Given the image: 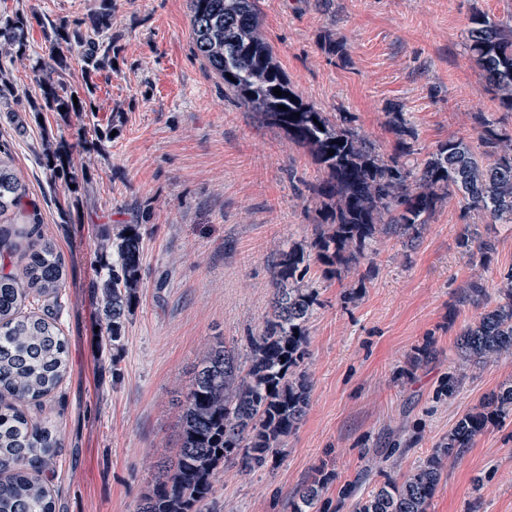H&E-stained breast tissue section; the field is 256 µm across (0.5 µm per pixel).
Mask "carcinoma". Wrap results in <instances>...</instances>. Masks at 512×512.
<instances>
[{
  "instance_id": "obj_1",
  "label": "carcinoma",
  "mask_w": 512,
  "mask_h": 512,
  "mask_svg": "<svg viewBox=\"0 0 512 512\" xmlns=\"http://www.w3.org/2000/svg\"><path fill=\"white\" fill-rule=\"evenodd\" d=\"M115 0H97L86 17L51 24V51L38 62V92L31 112L94 111L96 78L112 69L120 47L100 37L112 26ZM194 52L222 79L230 96L305 149L323 173L313 187L330 232L315 243L329 266L357 264L376 235L415 239L450 195L500 224L512 223V132L485 122L483 150L464 139L440 143L421 166L401 157L411 154L412 131L401 113L390 125L397 136L395 155L386 159L366 138L306 103L291 87L265 37L256 0H190ZM28 17L16 10L0 13V56L27 58ZM81 50L82 81L67 82L73 51ZM465 51L499 99L512 112V20L493 21L477 13L465 34ZM279 88L284 95L273 94ZM285 109H280V106ZM335 150L328 155V150ZM43 164L52 177L77 193L72 153L63 144L44 149ZM22 184L9 162L0 158V219L22 210ZM465 248H477L480 262L495 243L466 227ZM97 253L112 255L95 282L105 339L119 346L125 321L141 283L142 233L123 224L99 235ZM21 272L0 270V512H55L52 491L42 478L59 448L50 421L30 413L41 406L69 372V346L45 304L58 297L67 271L60 254L28 242ZM303 251L282 245L276 264L272 312L259 336L248 340L246 363L222 342L214 343L195 367L181 402L180 443L173 461L143 493L136 512H203L213 479L226 463L242 471L267 466L282 453L286 438L303 421L311 381L303 369L308 324L319 304L304 285ZM495 305L485 306L459 334L460 360L473 364L512 358V272ZM512 415V381L463 414L435 448L402 478L385 479L358 498L355 512H430L445 461L459 457L490 426ZM325 479L313 477L295 491L290 512H325Z\"/></svg>"
}]
</instances>
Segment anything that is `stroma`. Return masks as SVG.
Here are the masks:
<instances>
[{
    "instance_id": "obj_1",
    "label": "stroma",
    "mask_w": 512,
    "mask_h": 512,
    "mask_svg": "<svg viewBox=\"0 0 512 512\" xmlns=\"http://www.w3.org/2000/svg\"><path fill=\"white\" fill-rule=\"evenodd\" d=\"M95 0H0L24 11L26 63L0 62V151L13 160L33 238L67 267L56 308L69 372L47 404L60 448L43 478L56 512H135L179 446V398L206 349L243 351L260 335L283 243L310 254L306 279L320 304L304 366L312 389L298 430L263 470L218 472L207 512H289L296 488L324 474L327 512H354L384 474L403 476L462 414L512 380V360L468 368L459 392L456 338L480 306L464 292L476 264L488 301L512 271V224L492 223L450 196L414 242L381 234L356 268L328 275L315 260L322 224L312 187L321 173L261 115L225 99L224 82L193 52L188 0H117L111 34L122 52L100 73L96 109L29 112L34 60L47 57L50 23L84 17ZM263 29L295 91L345 118L383 157L395 152L390 111L414 128L411 163L438 144L478 146L484 120L512 130L463 47L474 13L512 15V0H257ZM344 45L328 53L327 38ZM112 130L97 139L96 130ZM67 142L77 206L42 163L46 139ZM143 234L139 296L119 346L105 343L93 284L101 230ZM495 242L487 260L460 244L466 225ZM431 512H512V421L448 461Z\"/></svg>"
}]
</instances>
